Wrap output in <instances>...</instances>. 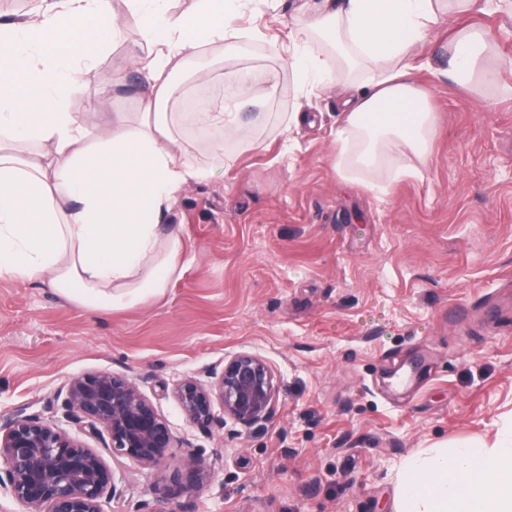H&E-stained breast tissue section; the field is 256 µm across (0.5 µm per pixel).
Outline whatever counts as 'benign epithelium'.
Returning <instances> with one entry per match:
<instances>
[{
  "mask_svg": "<svg viewBox=\"0 0 512 512\" xmlns=\"http://www.w3.org/2000/svg\"><path fill=\"white\" fill-rule=\"evenodd\" d=\"M172 394L193 425L206 429L222 416L251 428L272 418L278 384L262 356L241 351L224 360L213 381L187 376ZM57 411L60 417L45 419L21 408L0 424V494L23 512H104V504L122 495L113 463L126 459L154 468L181 444L135 380L108 369L69 379ZM85 436L102 440L103 449L90 447ZM213 477L202 459L190 457L173 468L169 481L192 493Z\"/></svg>",
  "mask_w": 512,
  "mask_h": 512,
  "instance_id": "7a95c632",
  "label": "benign epithelium"
}]
</instances>
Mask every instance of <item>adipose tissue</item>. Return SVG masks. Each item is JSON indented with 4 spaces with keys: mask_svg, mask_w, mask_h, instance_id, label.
<instances>
[{
    "mask_svg": "<svg viewBox=\"0 0 512 512\" xmlns=\"http://www.w3.org/2000/svg\"><path fill=\"white\" fill-rule=\"evenodd\" d=\"M123 2L149 48L132 58L146 81L142 112L136 120L113 113L109 132L94 141L66 103L119 34L112 0H40L29 19L0 16V280L48 281L90 311L133 309L164 297L193 262L166 216L176 197L209 172L178 146L164 106L174 72L189 57L215 44L233 52L251 34L241 24L250 0H194L182 13L173 0ZM492 2L309 0L307 21L288 32V65L302 83L335 86L343 98L337 172L360 167L372 189L389 152L427 160L437 115L415 71L472 86L489 76L484 59L493 39L455 28L443 68L420 61L417 49L443 18L483 12ZM315 33L332 35L337 52H313ZM348 61L373 68L360 84L335 83ZM275 87L272 76L245 71L225 87L219 111L180 118L237 136L236 105ZM17 143L30 152L15 154ZM395 512H512V440L491 448L465 442L416 458L399 484Z\"/></svg>",
    "mask_w": 512,
    "mask_h": 512,
    "instance_id": "1",
    "label": "adipose tissue"
}]
</instances>
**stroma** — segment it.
I'll use <instances>...</instances> for the list:
<instances>
[{"mask_svg":"<svg viewBox=\"0 0 512 512\" xmlns=\"http://www.w3.org/2000/svg\"><path fill=\"white\" fill-rule=\"evenodd\" d=\"M302 4L252 0L254 35L176 80L171 112L192 89L218 100L242 69L278 76L269 100L245 109L265 118L244 138L178 129L210 176L172 207L196 261L165 297L94 313L47 283L0 281L1 420L20 407L51 416L69 378L109 369L137 379L183 441L155 468L118 465L125 495L109 512H395L409 460L512 436V12L463 19L494 34L493 83L465 92L416 73L438 115L429 161L405 176L408 157L387 156L374 192L334 167L335 89H304L288 67ZM137 39L114 40L69 95L93 134L140 109ZM239 351L275 372L274 416L248 429L191 425L174 384L206 379ZM190 453L215 478L182 493L168 474Z\"/></svg>","mask_w":512,"mask_h":512,"instance_id":"1","label":"stroma"}]
</instances>
